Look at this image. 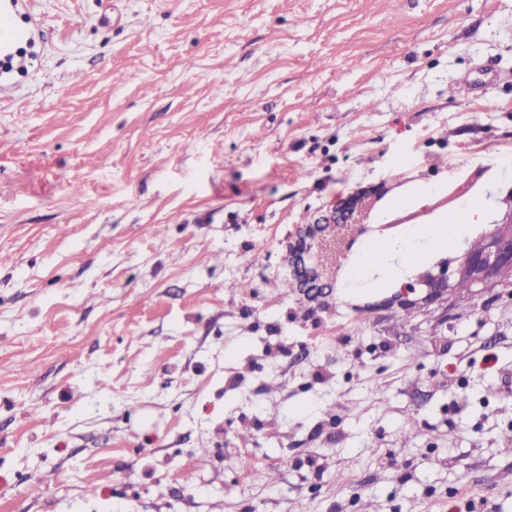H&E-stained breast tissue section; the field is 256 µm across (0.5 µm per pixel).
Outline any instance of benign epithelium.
Wrapping results in <instances>:
<instances>
[{
  "mask_svg": "<svg viewBox=\"0 0 512 512\" xmlns=\"http://www.w3.org/2000/svg\"><path fill=\"white\" fill-rule=\"evenodd\" d=\"M392 183L382 180L328 208L313 224H298L288 237L286 279L309 303L320 304L335 295L354 308H399L412 310L422 302H446L451 308L456 286L468 281L476 291L499 288L512 275V199L506 209L483 232L478 249L466 247L457 257L440 256L433 263L415 268L404 280L389 285L381 299L365 287L348 286V270L362 243L378 224H394L388 202Z\"/></svg>",
  "mask_w": 512,
  "mask_h": 512,
  "instance_id": "1",
  "label": "benign epithelium"
}]
</instances>
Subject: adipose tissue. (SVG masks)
<instances>
[{
  "mask_svg": "<svg viewBox=\"0 0 512 512\" xmlns=\"http://www.w3.org/2000/svg\"><path fill=\"white\" fill-rule=\"evenodd\" d=\"M481 210L480 204L472 203L464 208L462 214L452 217L442 224H418L412 227L399 249H392L390 242L381 241L364 257V270L382 269L388 276H395L398 269L412 266L419 261V247L428 243L436 248H447L457 239L464 225L474 223Z\"/></svg>",
  "mask_w": 512,
  "mask_h": 512,
  "instance_id": "ef3b65f1",
  "label": "adipose tissue"
}]
</instances>
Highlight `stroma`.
Here are the masks:
<instances>
[{"instance_id":"stroma-1","label":"stroma","mask_w":512,"mask_h":512,"mask_svg":"<svg viewBox=\"0 0 512 512\" xmlns=\"http://www.w3.org/2000/svg\"><path fill=\"white\" fill-rule=\"evenodd\" d=\"M28 7L0 512H512L504 289L417 313L280 290L296 225L352 191L512 160V0Z\"/></svg>"}]
</instances>
